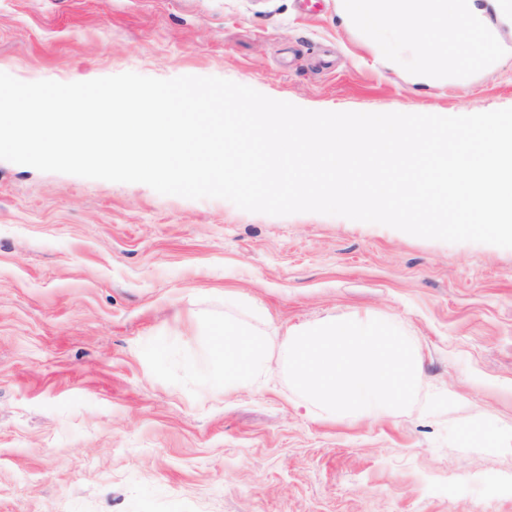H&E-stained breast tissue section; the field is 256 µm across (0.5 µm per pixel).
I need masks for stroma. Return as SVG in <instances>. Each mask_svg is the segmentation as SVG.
Here are the masks:
<instances>
[{
    "mask_svg": "<svg viewBox=\"0 0 512 512\" xmlns=\"http://www.w3.org/2000/svg\"><path fill=\"white\" fill-rule=\"evenodd\" d=\"M342 0H0V72L215 76L315 111L512 108V21L466 81L380 67ZM235 293L240 307L224 301ZM270 372L228 387L225 316ZM380 319L422 363L412 406L327 418L287 329ZM512 249L0 160V512H512Z\"/></svg>",
    "mask_w": 512,
    "mask_h": 512,
    "instance_id": "obj_1",
    "label": "stroma"
}]
</instances>
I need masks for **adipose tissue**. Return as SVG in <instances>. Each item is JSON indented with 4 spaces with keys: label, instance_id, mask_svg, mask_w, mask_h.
<instances>
[{
    "label": "adipose tissue",
    "instance_id": "ef3b65f1",
    "mask_svg": "<svg viewBox=\"0 0 512 512\" xmlns=\"http://www.w3.org/2000/svg\"><path fill=\"white\" fill-rule=\"evenodd\" d=\"M375 5L384 22L367 34L380 62L388 68L398 66L407 52L411 58L405 74L411 82L430 86L446 81L461 54L463 35L456 18L448 14L447 0H375ZM429 17L444 20L445 35L426 54L418 48L419 23ZM216 344L224 357L227 382L249 384L269 367L263 340L239 324H225Z\"/></svg>",
    "mask_w": 512,
    "mask_h": 512
}]
</instances>
